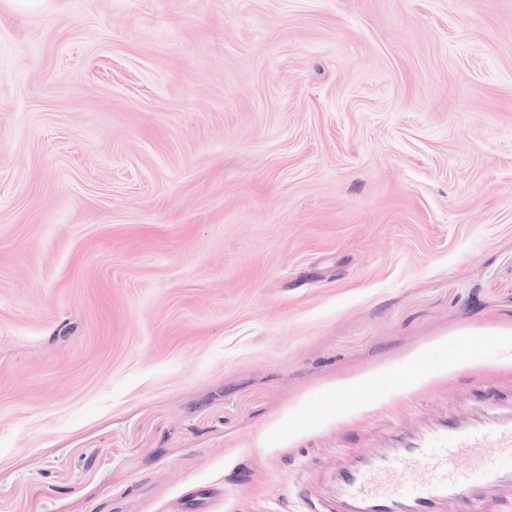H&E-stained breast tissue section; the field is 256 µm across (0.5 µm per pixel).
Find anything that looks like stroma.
<instances>
[{
	"label": "stroma",
	"mask_w": 512,
	"mask_h": 512,
	"mask_svg": "<svg viewBox=\"0 0 512 512\" xmlns=\"http://www.w3.org/2000/svg\"><path fill=\"white\" fill-rule=\"evenodd\" d=\"M504 339L512 0H0V512H339Z\"/></svg>",
	"instance_id": "obj_1"
}]
</instances>
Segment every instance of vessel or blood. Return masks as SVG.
<instances>
[{"mask_svg": "<svg viewBox=\"0 0 512 512\" xmlns=\"http://www.w3.org/2000/svg\"><path fill=\"white\" fill-rule=\"evenodd\" d=\"M512 461V424L493 429L446 424L427 440L368 460L341 476L357 512H439L449 493L474 478L492 481Z\"/></svg>", "mask_w": 512, "mask_h": 512, "instance_id": "vessel-or-blood-1", "label": "vessel or blood"}]
</instances>
